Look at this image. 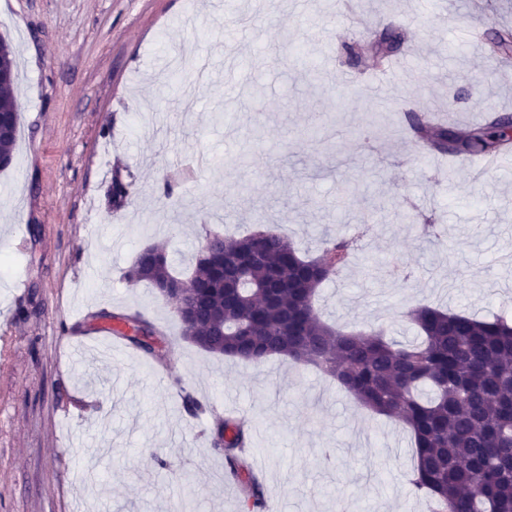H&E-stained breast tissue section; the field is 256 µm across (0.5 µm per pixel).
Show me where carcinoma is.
Instances as JSON below:
<instances>
[{"label": "carcinoma", "mask_w": 512, "mask_h": 512, "mask_svg": "<svg viewBox=\"0 0 512 512\" xmlns=\"http://www.w3.org/2000/svg\"><path fill=\"white\" fill-rule=\"evenodd\" d=\"M397 42L381 32L370 44L384 61ZM512 52V30L490 41L488 58ZM18 107L13 82L0 85V110ZM409 124L425 149L451 156L512 151L507 120L489 112L457 146L454 132L423 116ZM133 176L116 172L105 191L112 210L124 208ZM356 240L328 236L317 260L303 258L278 225L241 238L206 232L188 271L176 269L166 248L144 247L122 275L130 287L149 284L156 294L184 288L176 312L181 335L217 357L260 365L271 357L303 363L334 378L359 404L401 421L413 437L415 465L409 484L431 512H512V318L476 319L419 304L408 313L419 336L389 339L381 329L343 332L325 323L314 306L318 288L340 276ZM125 340L155 357L142 336H162L143 313L119 312ZM224 434V460L245 474L249 512H259L266 487L247 461L251 445L243 425L212 415L210 434Z\"/></svg>", "instance_id": "cac0c4a2"}]
</instances>
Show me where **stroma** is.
<instances>
[{
    "instance_id": "obj_1",
    "label": "stroma",
    "mask_w": 512,
    "mask_h": 512,
    "mask_svg": "<svg viewBox=\"0 0 512 512\" xmlns=\"http://www.w3.org/2000/svg\"><path fill=\"white\" fill-rule=\"evenodd\" d=\"M505 28L512 0H0L21 107L0 171V512H171L188 495L194 512H247L210 445V416L228 409L253 430L277 512H414L402 423L312 366L200 350L170 303L122 274L151 242L185 268L206 230L277 224L309 259L324 234L356 239L319 290L331 325L405 341L420 303L512 316V168L473 178L457 157L417 153L407 125L447 106L464 123L512 115V59L488 68L460 39ZM385 29L417 84L343 52ZM241 60L248 78L226 92ZM116 170L135 186L113 213ZM125 310L160 328L164 366L206 413L150 383L154 358L77 353L89 313Z\"/></svg>"
}]
</instances>
